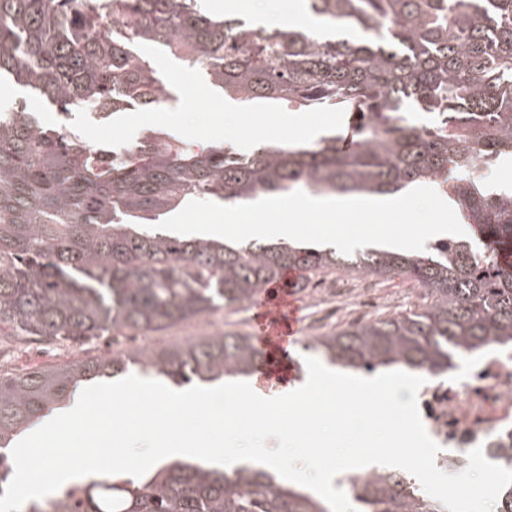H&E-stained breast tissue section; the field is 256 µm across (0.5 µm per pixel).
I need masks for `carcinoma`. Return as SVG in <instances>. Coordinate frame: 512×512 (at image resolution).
I'll use <instances>...</instances> for the list:
<instances>
[{
    "label": "carcinoma",
    "mask_w": 512,
    "mask_h": 512,
    "mask_svg": "<svg viewBox=\"0 0 512 512\" xmlns=\"http://www.w3.org/2000/svg\"><path fill=\"white\" fill-rule=\"evenodd\" d=\"M309 23L255 29L197 0H0V83L68 119L163 108L173 98L140 49L167 51L231 98L342 108L347 131L248 154L154 130L121 154L88 145L16 102L0 117V345L86 342L160 331L250 301L289 269L407 277L425 304L314 336L304 348L358 372L448 373L465 355L512 346V195L478 173L512 156V0H306ZM413 112L432 117L417 125ZM449 172L474 234L403 254L304 244L229 246L152 228L187 202L235 204L295 190L395 195ZM250 337L217 333L160 349L0 373V487L17 438L82 384L144 375L181 386L249 377ZM360 512H438L391 471L365 476ZM23 512H330L261 468L173 461L141 477L89 478Z\"/></svg>",
    "instance_id": "cac0c4a2"
}]
</instances>
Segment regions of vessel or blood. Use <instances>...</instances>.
I'll list each match as a JSON object with an SVG mask.
<instances>
[{
  "mask_svg": "<svg viewBox=\"0 0 512 512\" xmlns=\"http://www.w3.org/2000/svg\"><path fill=\"white\" fill-rule=\"evenodd\" d=\"M297 276L287 272L265 285L252 299L253 340L260 353L258 377L279 387L288 386L300 371L295 357L299 342L298 297L293 288Z\"/></svg>",
  "mask_w": 512,
  "mask_h": 512,
  "instance_id": "vessel-or-blood-1",
  "label": "vessel or blood"
}]
</instances>
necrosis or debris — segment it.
I'll return each instance as SVG.
<instances>
[{"label": "necrosis or debris", "mask_w": 512, "mask_h": 512, "mask_svg": "<svg viewBox=\"0 0 512 512\" xmlns=\"http://www.w3.org/2000/svg\"><path fill=\"white\" fill-rule=\"evenodd\" d=\"M417 401L427 432L441 447V470H463L477 446L496 464L512 462L505 454L512 447V347H490L465 357L463 369L428 376Z\"/></svg>", "instance_id": "1"}]
</instances>
